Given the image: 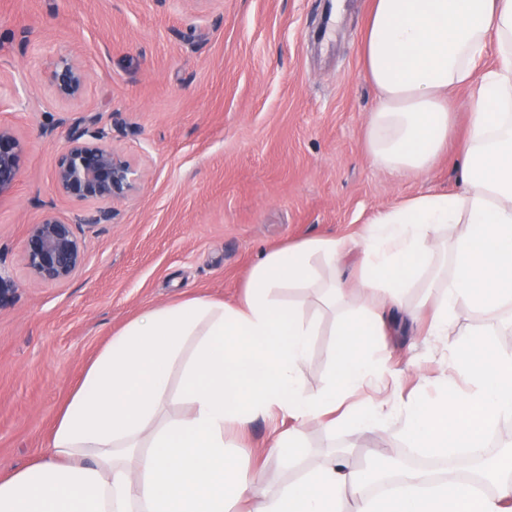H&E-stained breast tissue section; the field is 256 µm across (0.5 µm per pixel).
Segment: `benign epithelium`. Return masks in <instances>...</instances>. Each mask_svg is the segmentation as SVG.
Segmentation results:
<instances>
[{
	"instance_id": "1",
	"label": "benign epithelium",
	"mask_w": 512,
	"mask_h": 512,
	"mask_svg": "<svg viewBox=\"0 0 512 512\" xmlns=\"http://www.w3.org/2000/svg\"><path fill=\"white\" fill-rule=\"evenodd\" d=\"M91 77L80 63L68 58L57 62L49 84L63 103L80 101ZM25 144L8 124L0 123V199L11 195L19 179ZM144 173L122 152L112 147L108 131L90 122L77 128L54 171L57 191L93 205L83 219L71 222L48 211L32 225L23 252L30 274L47 283L70 279L81 267L77 226L104 224L112 220L109 204L124 200L141 186ZM16 288L13 276L0 268V307L7 304Z\"/></svg>"
}]
</instances>
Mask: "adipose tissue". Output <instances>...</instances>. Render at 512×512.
<instances>
[{"label": "adipose tissue", "instance_id": "obj_1", "mask_svg": "<svg viewBox=\"0 0 512 512\" xmlns=\"http://www.w3.org/2000/svg\"><path fill=\"white\" fill-rule=\"evenodd\" d=\"M490 54L495 68L478 72ZM361 62L379 94L363 132L367 151L418 178L448 143L451 91L468 88L463 190L407 198L358 238L266 253L237 305L191 296L144 310L89 364L49 451L0 475V512H512V468L496 474L487 496L463 479L430 483L407 471L395 495L378 498L345 455L330 454L270 493L226 449L228 433L278 412L294 423L269 450L285 465L304 456L300 430L310 422L351 437L383 431L396 417L409 447L445 458L485 447L487 429L512 418V351L486 338L451 348L436 397L408 403L377 396L385 367L370 353L372 336L391 320L426 315L431 335L444 336L458 303L491 325L512 307V0H371ZM451 224L462 230L447 242L440 231ZM445 247L450 273L426 277ZM353 251L361 265L350 283L336 268ZM421 278L428 305L406 296ZM284 287L348 310L332 372L315 394L301 376L315 326L301 301L279 297Z\"/></svg>", "mask_w": 512, "mask_h": 512}]
</instances>
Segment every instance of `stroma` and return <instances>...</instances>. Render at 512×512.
<instances>
[{
	"instance_id": "1",
	"label": "stroma",
	"mask_w": 512,
	"mask_h": 512,
	"mask_svg": "<svg viewBox=\"0 0 512 512\" xmlns=\"http://www.w3.org/2000/svg\"><path fill=\"white\" fill-rule=\"evenodd\" d=\"M0 0V122L26 144L15 193L0 201V267L18 287L0 308V472L47 451L56 416L99 351L148 307L190 294L234 304L270 250L312 238L360 236L376 211L460 188L470 120L456 89L457 135L413 179L375 165L363 130L377 92L361 64L370 0ZM92 74L86 96L56 100L48 77L60 58ZM98 120L147 182L114 202L108 224L78 229L79 271L34 281L23 241L48 211L74 220L88 206L60 195L53 173L73 129ZM318 326L302 377L318 392L330 372L341 311L314 300ZM489 334L512 347V315L495 328L469 304L448 315L446 341L426 324H396L372 342L397 401L433 393L449 347ZM256 420L239 456L264 465L269 489L299 475L267 445L290 428ZM398 425L347 442L318 423L310 457L346 451L352 467L415 457Z\"/></svg>"
}]
</instances>
